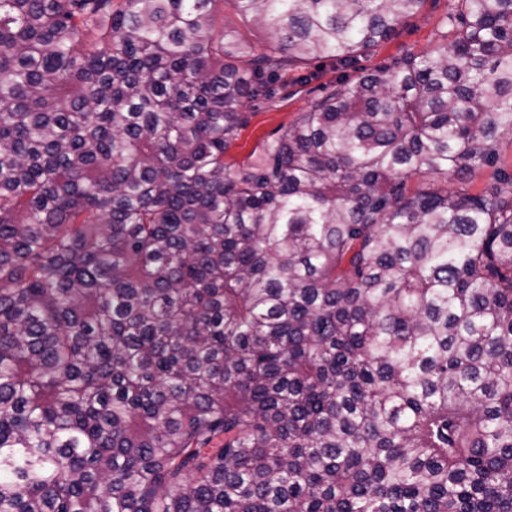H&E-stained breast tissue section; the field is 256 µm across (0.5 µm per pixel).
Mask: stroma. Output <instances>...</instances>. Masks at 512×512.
<instances>
[{
	"label": "stroma",
	"instance_id": "1",
	"mask_svg": "<svg viewBox=\"0 0 512 512\" xmlns=\"http://www.w3.org/2000/svg\"><path fill=\"white\" fill-rule=\"evenodd\" d=\"M455 10V0H426L418 12L399 26L395 37L360 57L354 66L345 67L328 59L314 61L309 67L313 79L302 84L298 83L296 72L283 74L275 85L272 100L249 102L250 123L227 153V161L242 162L262 138L280 126L297 121L308 111L311 99L320 95L323 85L353 80L406 54L427 53L451 30Z\"/></svg>",
	"mask_w": 512,
	"mask_h": 512
}]
</instances>
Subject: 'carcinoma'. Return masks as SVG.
<instances>
[{
    "mask_svg": "<svg viewBox=\"0 0 512 512\" xmlns=\"http://www.w3.org/2000/svg\"><path fill=\"white\" fill-rule=\"evenodd\" d=\"M424 3L0 0V512H512V0L225 161ZM222 16L224 19V27L228 29L236 28L237 30L242 31L257 50H261L270 43L271 38L269 28L250 25L246 21L239 20L227 7H224V12L221 13V18Z\"/></svg>",
    "mask_w": 512,
    "mask_h": 512,
    "instance_id": "carcinoma-1",
    "label": "carcinoma"
}]
</instances>
